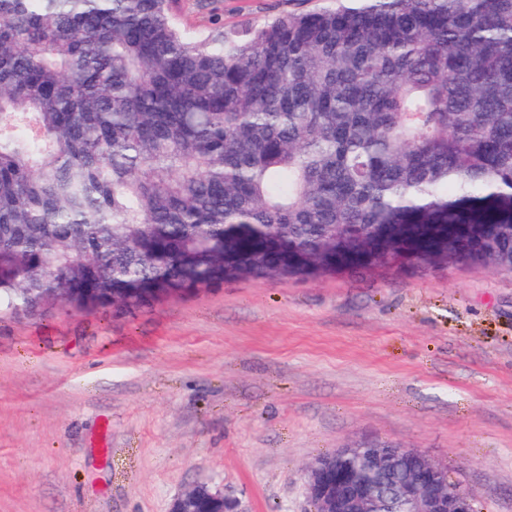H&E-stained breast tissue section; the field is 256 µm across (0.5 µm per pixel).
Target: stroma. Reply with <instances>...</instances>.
<instances>
[{
	"instance_id": "35a3bbf8",
	"label": "stroma",
	"mask_w": 512,
	"mask_h": 512,
	"mask_svg": "<svg viewBox=\"0 0 512 512\" xmlns=\"http://www.w3.org/2000/svg\"><path fill=\"white\" fill-rule=\"evenodd\" d=\"M330 4L211 11L241 30ZM360 441L420 449L477 512H512V273L379 266L0 314V512H168L199 483L314 512L309 466Z\"/></svg>"
}]
</instances>
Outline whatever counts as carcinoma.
<instances>
[{
  "label": "carcinoma",
  "mask_w": 512,
  "mask_h": 512,
  "mask_svg": "<svg viewBox=\"0 0 512 512\" xmlns=\"http://www.w3.org/2000/svg\"><path fill=\"white\" fill-rule=\"evenodd\" d=\"M0 0V311L469 260L512 272V0ZM195 1L180 0L177 9V17L181 25L191 29H199L206 25V18L197 11ZM211 13L218 15L224 30L261 25L276 17L332 6V0H211Z\"/></svg>",
  "instance_id": "carcinoma-1"
}]
</instances>
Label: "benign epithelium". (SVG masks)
Wrapping results in <instances>:
<instances>
[{
	"label": "benign epithelium",
	"mask_w": 512,
	"mask_h": 512,
	"mask_svg": "<svg viewBox=\"0 0 512 512\" xmlns=\"http://www.w3.org/2000/svg\"><path fill=\"white\" fill-rule=\"evenodd\" d=\"M368 463L372 472L406 467L397 479L374 482L347 468L350 459ZM307 494L314 512H387L394 501L406 512H476L475 492L452 478L448 470L417 448L355 443L322 456L309 467ZM210 502L221 512H245L240 503L206 484L196 485L175 497L169 512H201Z\"/></svg>",
	"instance_id": "7a95c632"
}]
</instances>
